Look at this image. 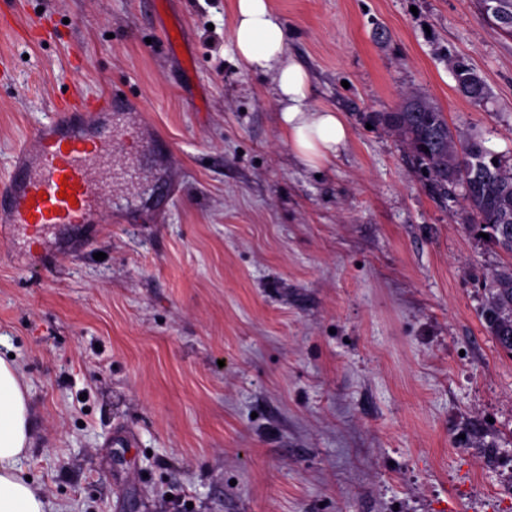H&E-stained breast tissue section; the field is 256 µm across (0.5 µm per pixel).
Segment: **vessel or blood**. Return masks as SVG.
Here are the masks:
<instances>
[{
    "instance_id": "obj_1",
    "label": "vessel or blood",
    "mask_w": 512,
    "mask_h": 512,
    "mask_svg": "<svg viewBox=\"0 0 512 512\" xmlns=\"http://www.w3.org/2000/svg\"><path fill=\"white\" fill-rule=\"evenodd\" d=\"M118 94L59 99L48 121L27 131L10 176L0 181V237L43 246L61 227L101 224L102 173L115 148L135 157L143 148L115 121Z\"/></svg>"
}]
</instances>
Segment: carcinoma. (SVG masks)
Wrapping results in <instances>:
<instances>
[{"label":"carcinoma","instance_id":"cac0c4a2","mask_svg":"<svg viewBox=\"0 0 512 512\" xmlns=\"http://www.w3.org/2000/svg\"><path fill=\"white\" fill-rule=\"evenodd\" d=\"M483 5L496 27L511 36L512 0H483ZM453 70L463 96L485 98L483 80L466 61H457ZM380 121L397 133L435 191L462 197L477 219V232L489 235V242L506 257L486 281L480 319L497 347L512 355V164L489 151L478 131L463 141L456 139L444 112L421 97L406 99Z\"/></svg>","mask_w":512,"mask_h":512}]
</instances>
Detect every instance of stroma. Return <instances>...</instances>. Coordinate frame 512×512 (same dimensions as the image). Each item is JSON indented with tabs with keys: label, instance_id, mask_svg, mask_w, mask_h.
<instances>
[{
	"label": "stroma",
	"instance_id": "35a3bbf8",
	"mask_svg": "<svg viewBox=\"0 0 512 512\" xmlns=\"http://www.w3.org/2000/svg\"><path fill=\"white\" fill-rule=\"evenodd\" d=\"M272 6L313 103L348 124L317 171L270 77L236 66L230 0H0L52 33L0 32V180L76 88L123 94L173 146L113 184L143 203L85 249L0 238L21 475L59 512H512V357L479 317L499 253L378 120L417 95L512 157V36L480 0ZM458 57L484 100L457 91Z\"/></svg>",
	"mask_w": 512,
	"mask_h": 512
}]
</instances>
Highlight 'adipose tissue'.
Listing matches in <instances>:
<instances>
[{
    "label": "adipose tissue",
    "instance_id": "obj_1",
    "mask_svg": "<svg viewBox=\"0 0 512 512\" xmlns=\"http://www.w3.org/2000/svg\"><path fill=\"white\" fill-rule=\"evenodd\" d=\"M230 40L244 69L271 76L282 129L296 157L319 168L347 143L342 113L311 100L308 73L289 54L271 0H231ZM27 387L15 363L0 358V512H51L47 496L22 478L18 465L31 442Z\"/></svg>",
    "mask_w": 512,
    "mask_h": 512
}]
</instances>
